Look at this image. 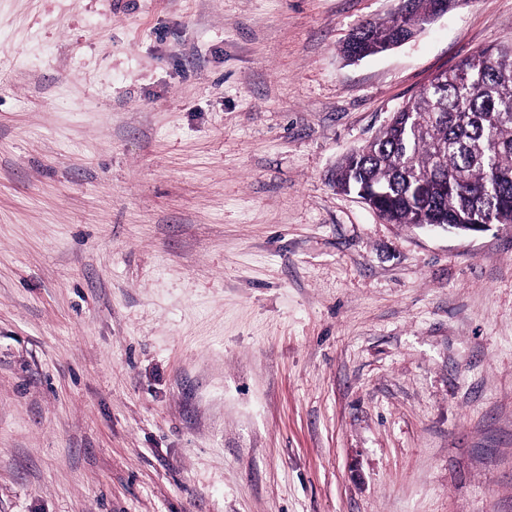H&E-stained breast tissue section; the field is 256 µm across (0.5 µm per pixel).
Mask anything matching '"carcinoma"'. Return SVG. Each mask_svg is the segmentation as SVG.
<instances>
[{
    "instance_id": "obj_1",
    "label": "carcinoma",
    "mask_w": 512,
    "mask_h": 512,
    "mask_svg": "<svg viewBox=\"0 0 512 512\" xmlns=\"http://www.w3.org/2000/svg\"><path fill=\"white\" fill-rule=\"evenodd\" d=\"M466 0H402L340 53L352 60L414 37L424 19ZM336 185L390 224H512V41L479 48L428 84L361 151Z\"/></svg>"
}]
</instances>
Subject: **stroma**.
I'll return each mask as SVG.
<instances>
[{
  "label": "stroma",
  "instance_id": "1",
  "mask_svg": "<svg viewBox=\"0 0 512 512\" xmlns=\"http://www.w3.org/2000/svg\"><path fill=\"white\" fill-rule=\"evenodd\" d=\"M397 6L0 0V512H512V224L334 184L512 0ZM402 5L398 13L388 20L368 22L362 26V33L353 42L346 40L340 47V53L346 60L351 61L353 56L358 60L371 55L379 54L391 46H399L414 37L423 27L424 19L436 14L438 11L448 12L466 0H401ZM438 12L429 19L433 22L443 16Z\"/></svg>",
  "mask_w": 512,
  "mask_h": 512
}]
</instances>
